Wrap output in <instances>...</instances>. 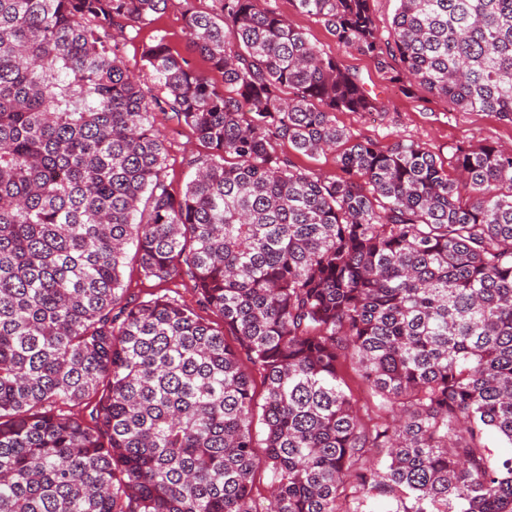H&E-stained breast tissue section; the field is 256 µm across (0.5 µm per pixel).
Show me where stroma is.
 Returning a JSON list of instances; mask_svg holds the SVG:
<instances>
[{
	"instance_id": "35a3bbf8",
	"label": "stroma",
	"mask_w": 512,
	"mask_h": 512,
	"mask_svg": "<svg viewBox=\"0 0 512 512\" xmlns=\"http://www.w3.org/2000/svg\"><path fill=\"white\" fill-rule=\"evenodd\" d=\"M266 8L287 17L306 33L319 49L338 56L343 64L355 71L379 97L383 108L375 113L338 112L337 126L346 129L355 138L384 146L401 137L423 144L432 151L445 168H453L454 148L459 142L474 145L491 144L512 147V120L495 112H460L444 98L423 88L404 93L394 80L391 69H379L371 58L340 47L335 37L316 18L298 11L294 0H264ZM211 12L213 0H169L163 13L142 28L136 39L115 34L122 48L125 63L138 79H145L146 70L140 57L143 44L164 35L172 51L186 58L190 65L204 74L216 88H223L221 74L189 45L185 23L187 7ZM155 126L163 136L168 149L164 164V177L172 192H181L191 179L193 171L187 165L189 157L207 154V146L186 125L176 123L169 116L157 114Z\"/></svg>"
}]
</instances>
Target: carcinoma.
Returning a JSON list of instances; mask_svg holds the SVG:
<instances>
[{"instance_id":"cac0c4a2","label":"carcinoma","mask_w":512,"mask_h":512,"mask_svg":"<svg viewBox=\"0 0 512 512\" xmlns=\"http://www.w3.org/2000/svg\"><path fill=\"white\" fill-rule=\"evenodd\" d=\"M396 2L383 40L371 0H295L402 87L512 119V0ZM167 4L0 0V512H512L486 445L512 446V151L460 143L453 177L355 139L333 114L376 96L262 0L186 10L224 90L163 35L145 89L112 30ZM157 112L210 148L178 196ZM130 244L197 307L124 300ZM280 152L289 156L296 166L325 174L336 173V151H327L315 156L296 153L288 143H280ZM252 377L254 380V391H255V400H256V407L253 412V418H252V428H253V434L255 436V442H256V451L258 455L263 454V448L264 445L262 444V439L264 437V424L262 421V409L261 406L264 403V388L262 384V378L260 375L252 371Z\"/></svg>"}]
</instances>
